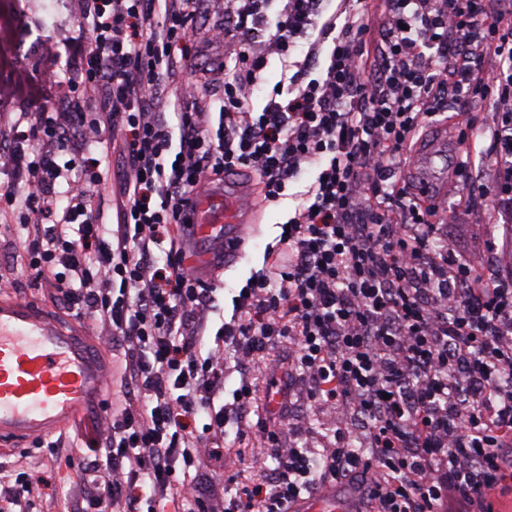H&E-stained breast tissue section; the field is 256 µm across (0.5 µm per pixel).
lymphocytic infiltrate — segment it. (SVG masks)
<instances>
[{"label": "lymphocytic infiltrate", "instance_id": "1", "mask_svg": "<svg viewBox=\"0 0 512 512\" xmlns=\"http://www.w3.org/2000/svg\"><path fill=\"white\" fill-rule=\"evenodd\" d=\"M274 2L71 0L79 33L42 50L78 62L85 108L9 120L0 209L28 229L18 255L125 352V404L96 418L104 443L66 450L92 449L107 475L77 512H159L166 499L214 512L190 472L230 428L260 439L253 459L276 466L224 512H289L346 481L372 512H493V494L512 484V0H383L376 24L356 8L337 19L325 0ZM202 9L218 17L210 42L234 62L215 115L182 82L188 58L176 52ZM273 60L288 83L254 111ZM61 85L55 69L34 81L19 69L0 94L50 103ZM479 100L490 103L482 157L495 186L466 161L453 174L462 208L502 229L493 275L445 247L434 206L394 178L435 117L468 140ZM72 133L85 152L58 163ZM106 141L125 163L112 229L101 208L109 172L87 152ZM311 166L305 206L207 337L216 298L188 263L183 230L195 192L246 169L277 203ZM283 343L287 359L271 356ZM229 357L303 379L332 435L313 447L308 422L285 431L251 419L246 380L221 404ZM200 411L209 421L191 432Z\"/></svg>", "mask_w": 512, "mask_h": 512}]
</instances>
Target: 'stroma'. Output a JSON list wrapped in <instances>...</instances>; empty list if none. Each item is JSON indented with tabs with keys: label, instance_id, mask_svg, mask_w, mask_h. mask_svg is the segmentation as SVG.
I'll list each match as a JSON object with an SVG mask.
<instances>
[{
	"label": "stroma",
	"instance_id": "stroma-1",
	"mask_svg": "<svg viewBox=\"0 0 512 512\" xmlns=\"http://www.w3.org/2000/svg\"><path fill=\"white\" fill-rule=\"evenodd\" d=\"M0 5L12 9L15 15V37L23 51L17 61L32 77H39L46 67H55L68 77H76L78 67L66 56L48 59L39 50L45 40L60 30H73L77 27L72 17L69 0H0ZM215 21L214 15H197L184 48L191 58V65L183 73L184 81L200 84V101L210 111H218L221 102L215 94L216 86L223 75L224 50L207 43L205 30ZM313 177L305 172L300 181L292 183V196L277 204H261L257 224L252 227L253 236L242 248L233 264L211 281L215 287L218 305L224 315H231L232 299L237 295L251 272L262 268L264 251L274 243L280 233V224L292 217L300 205V191ZM487 214L476 212L463 217L461 224L447 227L446 239L450 247L460 252H479L487 272H494L496 257L487 253L485 238L479 232L480 225L489 223ZM18 232L14 226L0 223V281L16 283L19 299H34L42 303L52 313L66 315L67 310L54 289L45 287L34 270L16 258ZM282 427H289L299 419L309 421L315 434H325L331 419L328 415L314 410L306 399L305 387H297L291 403L277 409L275 413ZM253 438L242 439L235 434H227L220 455L205 460L201 465L203 482L216 491H223L224 481L229 475H238L240 482L250 484L260 479L264 470L273 469L274 461H266L264 469L250 465V450L254 447ZM38 471L45 479L44 484L34 487L29 496L32 512H71L72 505L82 502L90 482L95 480L93 464H86L84 472L69 468L63 457L53 454L50 446L34 443L25 445L21 451L0 455V475L10 476L13 470Z\"/></svg>",
	"mask_w": 512,
	"mask_h": 512
}]
</instances>
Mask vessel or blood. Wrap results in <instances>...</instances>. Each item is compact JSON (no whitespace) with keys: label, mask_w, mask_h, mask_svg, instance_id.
Instances as JSON below:
<instances>
[{"label":"vessel or blood","mask_w":512,"mask_h":512,"mask_svg":"<svg viewBox=\"0 0 512 512\" xmlns=\"http://www.w3.org/2000/svg\"><path fill=\"white\" fill-rule=\"evenodd\" d=\"M448 154L447 133L437 134L413 158L422 190L440 194L445 171L434 161ZM246 198L230 200L202 188L189 216L196 237L216 236L231 246L248 215ZM106 375L72 324L51 321L38 306L0 298V438L26 440L54 434L103 398ZM293 512H347L335 491L297 502Z\"/></svg>","instance_id":"vessel-or-blood-1"}]
</instances>
